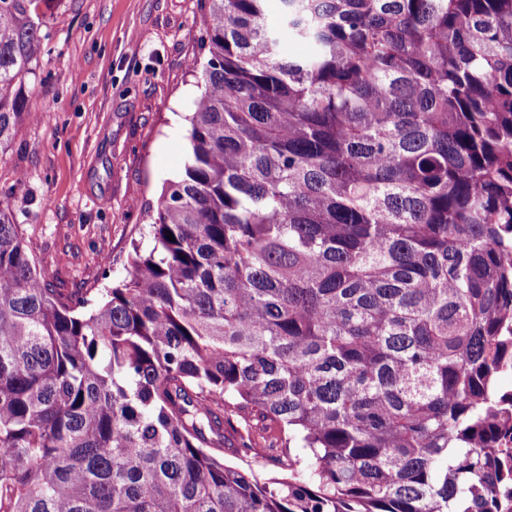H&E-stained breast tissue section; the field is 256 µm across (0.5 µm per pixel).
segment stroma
I'll use <instances>...</instances> for the list:
<instances>
[{
  "label": "stroma",
  "mask_w": 512,
  "mask_h": 512,
  "mask_svg": "<svg viewBox=\"0 0 512 512\" xmlns=\"http://www.w3.org/2000/svg\"><path fill=\"white\" fill-rule=\"evenodd\" d=\"M47 52L29 87L35 119L0 155L8 203L45 278L63 292L129 275L149 247L148 208L176 180L200 94L202 0H42Z\"/></svg>",
  "instance_id": "35a3bbf8"
}]
</instances>
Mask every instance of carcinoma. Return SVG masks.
<instances>
[{"label": "carcinoma", "mask_w": 512, "mask_h": 512, "mask_svg": "<svg viewBox=\"0 0 512 512\" xmlns=\"http://www.w3.org/2000/svg\"><path fill=\"white\" fill-rule=\"evenodd\" d=\"M208 2L126 281L51 287L0 201V512H512V0Z\"/></svg>", "instance_id": "1"}]
</instances>
